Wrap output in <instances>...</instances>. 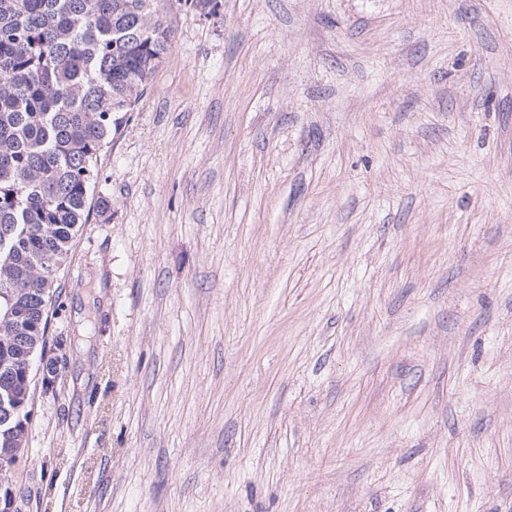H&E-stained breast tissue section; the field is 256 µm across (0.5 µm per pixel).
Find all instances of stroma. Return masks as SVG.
<instances>
[{"mask_svg":"<svg viewBox=\"0 0 512 512\" xmlns=\"http://www.w3.org/2000/svg\"><path fill=\"white\" fill-rule=\"evenodd\" d=\"M98 160L18 512H512V0H218Z\"/></svg>","mask_w":512,"mask_h":512,"instance_id":"obj_1","label":"stroma"}]
</instances>
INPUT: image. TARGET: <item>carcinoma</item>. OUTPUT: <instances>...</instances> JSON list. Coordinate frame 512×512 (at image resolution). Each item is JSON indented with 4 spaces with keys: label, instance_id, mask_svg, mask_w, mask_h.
<instances>
[{
    "label": "carcinoma",
    "instance_id": "carcinoma-1",
    "mask_svg": "<svg viewBox=\"0 0 512 512\" xmlns=\"http://www.w3.org/2000/svg\"><path fill=\"white\" fill-rule=\"evenodd\" d=\"M156 0H0V386L22 413L55 274L91 208L100 152L145 95L172 30Z\"/></svg>",
    "mask_w": 512,
    "mask_h": 512
}]
</instances>
